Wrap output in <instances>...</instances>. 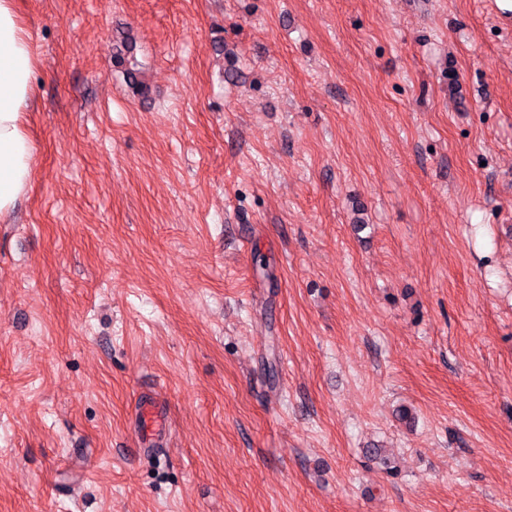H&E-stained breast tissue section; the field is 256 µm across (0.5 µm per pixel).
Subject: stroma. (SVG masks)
Masks as SVG:
<instances>
[{"instance_id": "stroma-1", "label": "stroma", "mask_w": 512, "mask_h": 512, "mask_svg": "<svg viewBox=\"0 0 512 512\" xmlns=\"http://www.w3.org/2000/svg\"><path fill=\"white\" fill-rule=\"evenodd\" d=\"M19 8L0 512H512V23L488 0ZM146 386L168 441L141 453ZM133 50V41L129 37L123 38L113 48V65L124 71L127 82L130 87L137 93L145 95L148 92L147 86L139 79L138 72L135 69L127 68L129 61L128 54Z\"/></svg>"}]
</instances>
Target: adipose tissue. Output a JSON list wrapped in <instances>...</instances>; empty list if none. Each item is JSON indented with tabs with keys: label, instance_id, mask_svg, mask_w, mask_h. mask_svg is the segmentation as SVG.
<instances>
[{
	"label": "adipose tissue",
	"instance_id": "1",
	"mask_svg": "<svg viewBox=\"0 0 512 512\" xmlns=\"http://www.w3.org/2000/svg\"><path fill=\"white\" fill-rule=\"evenodd\" d=\"M37 56L18 0H0V218L9 216L33 179V145L23 114L31 100Z\"/></svg>",
	"mask_w": 512,
	"mask_h": 512
}]
</instances>
